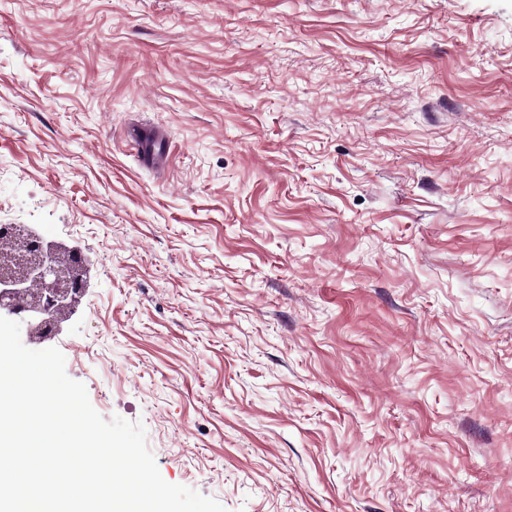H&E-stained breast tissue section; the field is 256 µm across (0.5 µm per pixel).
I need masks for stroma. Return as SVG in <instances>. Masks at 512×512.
Returning a JSON list of instances; mask_svg holds the SVG:
<instances>
[{"mask_svg": "<svg viewBox=\"0 0 512 512\" xmlns=\"http://www.w3.org/2000/svg\"><path fill=\"white\" fill-rule=\"evenodd\" d=\"M0 224L91 258L54 345L165 481L512 512V0H0ZM168 137L164 132L136 133L130 136V140L141 152L144 161L152 166H161L166 157L161 156L162 141Z\"/></svg>", "mask_w": 512, "mask_h": 512, "instance_id": "35a3bbf8", "label": "stroma"}]
</instances>
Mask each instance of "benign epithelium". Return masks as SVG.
<instances>
[{
	"label": "benign epithelium",
	"mask_w": 512,
	"mask_h": 512,
	"mask_svg": "<svg viewBox=\"0 0 512 512\" xmlns=\"http://www.w3.org/2000/svg\"><path fill=\"white\" fill-rule=\"evenodd\" d=\"M29 257L22 270L0 275V316H6L34 335L37 327L60 328L76 311L87 285L90 260L77 250L38 235L28 244ZM40 288L39 298L27 303L26 316H19L17 303L29 294L27 283Z\"/></svg>",
	"instance_id": "obj_1"
}]
</instances>
